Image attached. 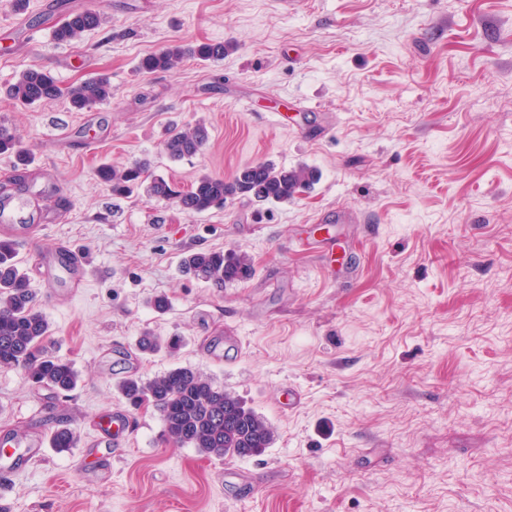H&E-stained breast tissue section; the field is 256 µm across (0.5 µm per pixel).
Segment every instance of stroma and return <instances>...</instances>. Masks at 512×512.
I'll return each instance as SVG.
<instances>
[{"label": "stroma", "mask_w": 512, "mask_h": 512, "mask_svg": "<svg viewBox=\"0 0 512 512\" xmlns=\"http://www.w3.org/2000/svg\"><path fill=\"white\" fill-rule=\"evenodd\" d=\"M83 11L100 27L55 41ZM218 41L222 61L140 68ZM32 67L64 88L107 77L112 97L16 106L1 91ZM199 122L202 150L169 159L170 129ZM0 126L31 158L19 216L41 230L17 251L43 347L80 375L60 398L0 368V436H76L12 478L0 512H512V0H0ZM139 159L184 188L258 161L316 179L194 214L113 197L98 168ZM61 241L87 280L50 299L35 255ZM229 249L250 279L180 269ZM146 332L184 345L141 353ZM228 334L240 349L213 361L203 343ZM177 366L265 417L270 448L218 458L169 443L151 403L127 410L120 378ZM117 409L130 431L104 462L89 443ZM226 46L224 42L204 43L197 48H185L181 45H170L165 49L146 55L141 59L140 68L146 72H169L176 70L187 54L197 55L206 61H221ZM182 268L186 274L216 287L247 280L253 274L249 255L234 249L190 251L182 259Z\"/></svg>", "instance_id": "35a3bbf8"}]
</instances>
